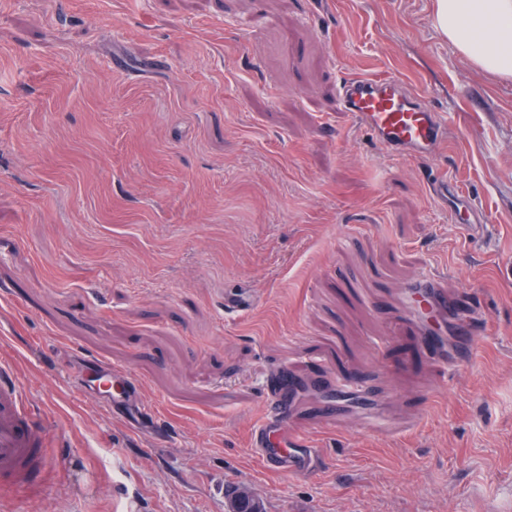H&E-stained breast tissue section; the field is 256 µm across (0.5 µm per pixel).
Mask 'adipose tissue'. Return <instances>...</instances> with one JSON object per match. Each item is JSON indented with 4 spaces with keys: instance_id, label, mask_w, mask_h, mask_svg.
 I'll list each match as a JSON object with an SVG mask.
<instances>
[{
    "instance_id": "1",
    "label": "adipose tissue",
    "mask_w": 512,
    "mask_h": 512,
    "mask_svg": "<svg viewBox=\"0 0 512 512\" xmlns=\"http://www.w3.org/2000/svg\"><path fill=\"white\" fill-rule=\"evenodd\" d=\"M430 19L474 68L512 80V0H432Z\"/></svg>"
}]
</instances>
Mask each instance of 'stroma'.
Listing matches in <instances>:
<instances>
[{
	"mask_svg": "<svg viewBox=\"0 0 512 512\" xmlns=\"http://www.w3.org/2000/svg\"><path fill=\"white\" fill-rule=\"evenodd\" d=\"M430 5L0 0V357L51 456L0 512H228L232 486L265 512H512V81ZM349 77L420 94L445 145L388 153L339 110ZM429 276L469 328L423 308ZM89 359L152 425L77 391ZM284 368L313 476L251 445ZM93 381L99 385L103 382L112 394L108 400L96 399L100 406L124 415L134 428L143 422L148 412L140 402L139 386L129 373L102 366Z\"/></svg>",
	"mask_w": 512,
	"mask_h": 512,
	"instance_id": "stroma-1",
	"label": "stroma"
}]
</instances>
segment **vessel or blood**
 Returning a JSON list of instances; mask_svg holds the SVG:
<instances>
[{"label":"vessel or blood","mask_w":512,"mask_h":512,"mask_svg":"<svg viewBox=\"0 0 512 512\" xmlns=\"http://www.w3.org/2000/svg\"><path fill=\"white\" fill-rule=\"evenodd\" d=\"M338 107L398 156L423 157L445 142L446 124L440 114L428 109L395 79H346ZM96 380L111 393L104 408L124 415L131 425L143 422L147 411L140 402L139 386L129 373L104 367ZM289 387L283 376L268 387L264 416L254 431L252 444L270 470L310 475L317 470L318 462L305 439L287 429ZM46 445V426L33 419L14 377L12 362L0 359V488L15 492L27 488L33 477L49 466Z\"/></svg>","instance_id":"1"}]
</instances>
